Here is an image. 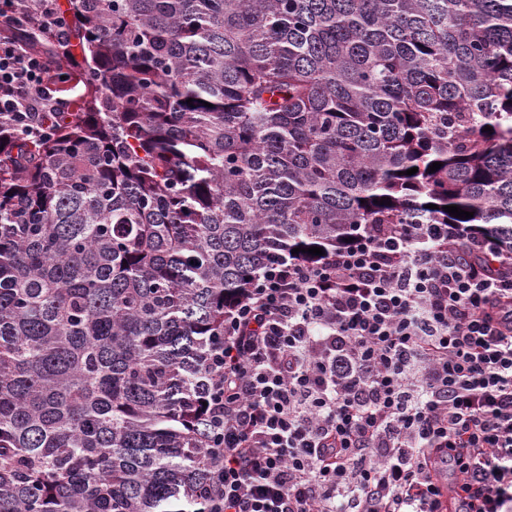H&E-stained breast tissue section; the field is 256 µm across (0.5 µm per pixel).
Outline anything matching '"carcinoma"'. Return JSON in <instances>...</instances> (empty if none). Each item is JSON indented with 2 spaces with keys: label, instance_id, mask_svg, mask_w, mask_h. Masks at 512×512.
Returning a JSON list of instances; mask_svg holds the SVG:
<instances>
[{
  "label": "carcinoma",
  "instance_id": "obj_1",
  "mask_svg": "<svg viewBox=\"0 0 512 512\" xmlns=\"http://www.w3.org/2000/svg\"><path fill=\"white\" fill-rule=\"evenodd\" d=\"M64 15L82 94L0 112V512L200 507L207 357L270 260L362 224L512 253V0Z\"/></svg>",
  "mask_w": 512,
  "mask_h": 512
}]
</instances>
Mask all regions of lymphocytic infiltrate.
<instances>
[{
    "label": "lymphocytic infiltrate",
    "mask_w": 512,
    "mask_h": 512,
    "mask_svg": "<svg viewBox=\"0 0 512 512\" xmlns=\"http://www.w3.org/2000/svg\"><path fill=\"white\" fill-rule=\"evenodd\" d=\"M56 33L58 0H0ZM44 54L0 35V112H57ZM205 512H512V256L448 224L282 255L224 319L202 396Z\"/></svg>",
    "instance_id": "lymphocytic-infiltrate-1"
}]
</instances>
